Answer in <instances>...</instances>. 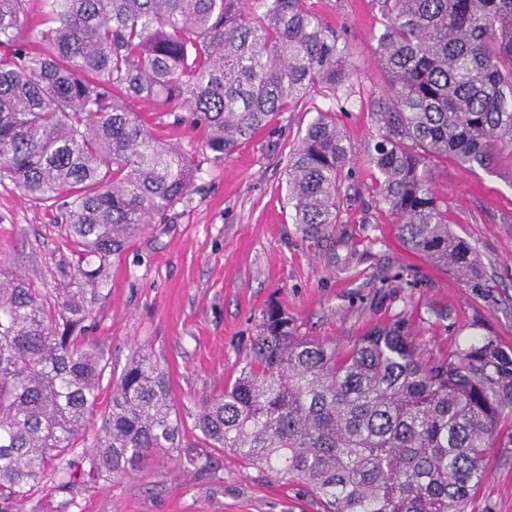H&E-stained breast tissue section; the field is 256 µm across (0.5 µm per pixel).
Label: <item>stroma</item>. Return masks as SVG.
Instances as JSON below:
<instances>
[{
  "label": "stroma",
  "instance_id": "obj_1",
  "mask_svg": "<svg viewBox=\"0 0 512 512\" xmlns=\"http://www.w3.org/2000/svg\"><path fill=\"white\" fill-rule=\"evenodd\" d=\"M341 31L357 73L336 122L351 147L337 224L303 234L292 222L286 169L298 139L331 100L309 96L224 158L203 133L151 115L153 133L193 153L189 197L163 224L148 225L113 256L86 334L120 377L136 349L164 365L183 424L181 448L154 455L135 474L100 477L89 448L67 457L65 477L12 512H317L298 487L268 480L231 451L200 445L194 421L206 398L231 384L250 357L262 312L277 303L296 335L344 348L407 315L427 353L465 345L473 322L512 345V155L488 170L435 166L434 193L451 229L469 244L486 287L475 293L452 271L408 251L380 202L367 161L370 93L382 76L371 47L382 29L379 0H318ZM54 209L0 182V265L48 292L73 282L77 256ZM468 512H512V447L491 451L488 476Z\"/></svg>",
  "mask_w": 512,
  "mask_h": 512
}]
</instances>
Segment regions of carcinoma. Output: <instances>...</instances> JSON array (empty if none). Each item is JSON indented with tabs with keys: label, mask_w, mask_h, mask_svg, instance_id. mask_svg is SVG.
<instances>
[{
	"label": "carcinoma",
	"mask_w": 512,
	"mask_h": 512,
	"mask_svg": "<svg viewBox=\"0 0 512 512\" xmlns=\"http://www.w3.org/2000/svg\"><path fill=\"white\" fill-rule=\"evenodd\" d=\"M0 0V180L63 210L79 254L51 301L0 267V503L45 490L46 468L91 443L90 470L132 474L180 447L166 372L134 354L105 378L85 322L110 258L167 220L194 185L192 154L164 143L131 103L204 132L222 158L311 94L348 98L345 38L313 0ZM373 53L368 162L407 247L484 288L473 249L434 193L436 162L492 168L512 154V0H383ZM34 34L38 47L21 37ZM350 146L321 111L293 149V223H338ZM112 386L87 438L102 383ZM207 448L296 483L320 512H467L491 448L512 444V347L489 334L425 355L405 317L352 345L297 336L268 304L253 352L195 421Z\"/></svg>",
	"instance_id": "cac0c4a2"
}]
</instances>
